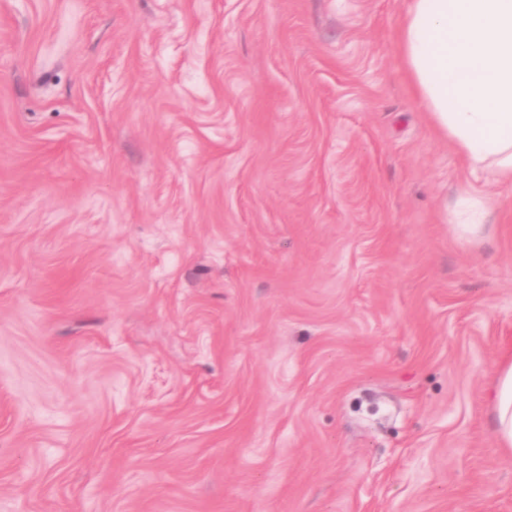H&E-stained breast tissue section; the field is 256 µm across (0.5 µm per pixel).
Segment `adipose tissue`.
<instances>
[{
	"mask_svg": "<svg viewBox=\"0 0 512 512\" xmlns=\"http://www.w3.org/2000/svg\"><path fill=\"white\" fill-rule=\"evenodd\" d=\"M397 42L434 128L470 169L512 182V0H412ZM488 399L512 451V355Z\"/></svg>",
	"mask_w": 512,
	"mask_h": 512,
	"instance_id": "ef3b65f1",
	"label": "adipose tissue"
}]
</instances>
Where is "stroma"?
Masks as SVG:
<instances>
[{
	"label": "stroma",
	"mask_w": 512,
	"mask_h": 512,
	"mask_svg": "<svg viewBox=\"0 0 512 512\" xmlns=\"http://www.w3.org/2000/svg\"><path fill=\"white\" fill-rule=\"evenodd\" d=\"M410 2L0 0V512H512Z\"/></svg>",
	"instance_id": "1"
}]
</instances>
